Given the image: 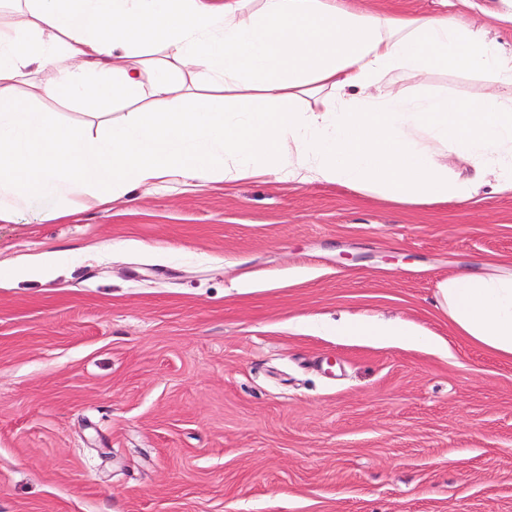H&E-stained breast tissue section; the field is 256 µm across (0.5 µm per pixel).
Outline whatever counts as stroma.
<instances>
[{"instance_id":"1","label":"stroma","mask_w":512,"mask_h":512,"mask_svg":"<svg viewBox=\"0 0 512 512\" xmlns=\"http://www.w3.org/2000/svg\"><path fill=\"white\" fill-rule=\"evenodd\" d=\"M46 209L0 223V512H512V360L436 305L449 275L512 266V193L263 178ZM344 317L433 342L320 331Z\"/></svg>"}]
</instances>
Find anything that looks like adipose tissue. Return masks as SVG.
Returning <instances> with one entry per match:
<instances>
[{"mask_svg":"<svg viewBox=\"0 0 512 512\" xmlns=\"http://www.w3.org/2000/svg\"><path fill=\"white\" fill-rule=\"evenodd\" d=\"M0 24V222L32 202L43 219L176 179L249 178L343 186L397 203L512 191V53L485 24L442 12L393 15L362 0H9ZM161 48L157 61L144 46ZM136 105L104 134L62 124L22 95ZM436 71L489 77L474 100L408 99L394 78ZM189 73L193 88L179 77ZM452 150L468 173L434 155ZM458 336L512 358V270L439 283ZM341 336L417 342L407 323L347 320Z\"/></svg>","mask_w":512,"mask_h":512,"instance_id":"adipose-tissue-1","label":"adipose tissue"}]
</instances>
